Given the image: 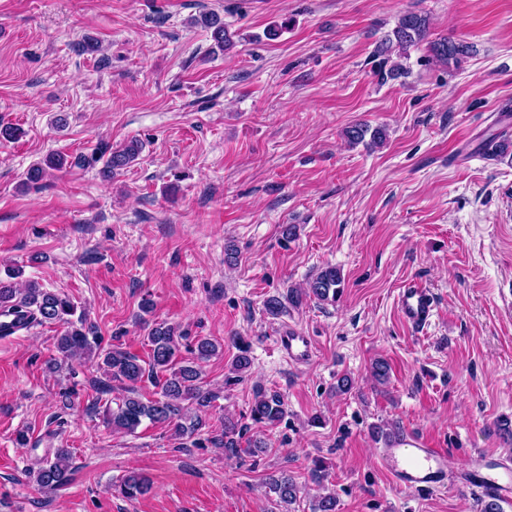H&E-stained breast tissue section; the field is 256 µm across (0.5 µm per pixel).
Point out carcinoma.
I'll return each mask as SVG.
<instances>
[{
  "label": "carcinoma",
  "instance_id": "carcinoma-1",
  "mask_svg": "<svg viewBox=\"0 0 512 512\" xmlns=\"http://www.w3.org/2000/svg\"><path fill=\"white\" fill-rule=\"evenodd\" d=\"M202 23L213 29L214 39L222 48H230V37L218 16L205 14ZM428 30L427 16L415 12L402 15L393 35L382 40L374 51V57L378 59V76L385 80L405 74L406 68L400 63L391 62V56L396 53L403 57L409 49L423 44L427 45L431 61L447 67L452 63L459 64L469 54L470 46L463 42L446 38L428 40ZM368 135L375 145L385 141V130L381 127L372 129L359 123L345 130V137L351 144L363 142ZM141 151L142 144L138 140H131L113 150L104 173L110 175L116 170L128 167L137 160ZM63 167L61 157L49 154L43 163L31 170L28 180L38 181L48 171L60 170ZM15 278L17 274L11 272L5 279L0 277V313L14 315L16 323L27 330L35 325L63 326L61 335L56 337V349L63 359L100 360L108 380L119 383L127 392L116 407L105 406L104 415L112 429L133 433L142 420L148 419L153 423L171 424L176 434L190 437L205 426L202 413L212 406L216 396L199 385L200 371L196 365L192 362L181 363L179 356L184 348L195 355L196 359H206L217 352L218 346L215 342L209 338L198 337L194 343L185 345V336L176 334L174 327L160 323L148 333L150 353L149 360L145 361L118 347H103L93 328L85 327L84 314H76V308L69 299L44 290L33 282L20 287ZM343 288L344 278L340 270L328 266L310 282L308 291L316 298L326 300L331 295L337 296ZM302 296V292L291 288L284 294L270 297L265 304L266 311L270 315H278L283 312L287 303L298 306ZM146 376L160 385L161 393L159 398L145 402L137 393L136 384ZM250 414L256 423L274 425L284 417L283 400L276 392L259 391ZM241 438L242 429L238 428V424L226 420L224 427L208 437V441L214 447L224 449V454L236 456L242 452ZM73 469L72 450L56 448L53 458L43 459L40 467L33 472V477L42 489L52 492L67 482ZM267 485L269 491L277 495L279 502L287 505L296 502L298 487L292 478L271 475L267 478ZM149 490V480L140 473L126 475L120 484V493L127 499H135Z\"/></svg>",
  "mask_w": 512,
  "mask_h": 512
}]
</instances>
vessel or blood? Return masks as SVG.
<instances>
[{"mask_svg":"<svg viewBox=\"0 0 512 512\" xmlns=\"http://www.w3.org/2000/svg\"><path fill=\"white\" fill-rule=\"evenodd\" d=\"M435 309L436 301L428 288L411 282L400 289L397 312L404 324L414 329L424 328ZM276 343L282 356L296 365L309 363L315 354L311 337L291 326L281 328ZM381 464L396 487L405 491H430L448 483L443 450L426 448L410 439L383 448ZM463 482L483 487L499 498L512 499V468L496 463L491 454L480 452L474 455Z\"/></svg>","mask_w":512,"mask_h":512,"instance_id":"vessel-or-blood-1","label":"vessel or blood"}]
</instances>
